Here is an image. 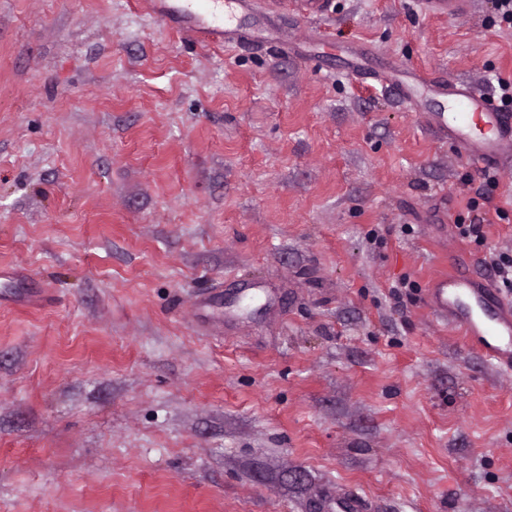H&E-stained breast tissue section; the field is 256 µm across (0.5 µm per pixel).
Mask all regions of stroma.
Segmentation results:
<instances>
[{
    "label": "stroma",
    "mask_w": 512,
    "mask_h": 512,
    "mask_svg": "<svg viewBox=\"0 0 512 512\" xmlns=\"http://www.w3.org/2000/svg\"><path fill=\"white\" fill-rule=\"evenodd\" d=\"M258 7L321 71L141 0H0V512H512V376L426 306L461 258L502 288L512 172L344 74L367 44L496 100L512 28ZM323 512H368L366 498L358 493L344 495H330L326 497L323 505Z\"/></svg>",
    "instance_id": "obj_1"
}]
</instances>
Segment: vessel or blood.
Instances as JSON below:
<instances>
[{
    "label": "vessel or blood",
    "instance_id": "1",
    "mask_svg": "<svg viewBox=\"0 0 512 512\" xmlns=\"http://www.w3.org/2000/svg\"><path fill=\"white\" fill-rule=\"evenodd\" d=\"M151 16L178 30L194 43L258 45L263 35L281 40V25L269 24L255 0H146ZM424 13L456 18L465 15L471 0H418ZM349 73L370 78L408 94L412 72L390 65H373L371 47L349 49ZM431 95L448 100L446 111L432 114L438 133L451 140L458 153L485 172L498 173L512 165V111L494 106L474 85L431 73L426 81ZM427 306L476 345L497 370L512 373V300L496 289L478 283L461 268L436 276ZM323 512H369L366 498L357 493L328 496Z\"/></svg>",
    "mask_w": 512,
    "mask_h": 512
}]
</instances>
